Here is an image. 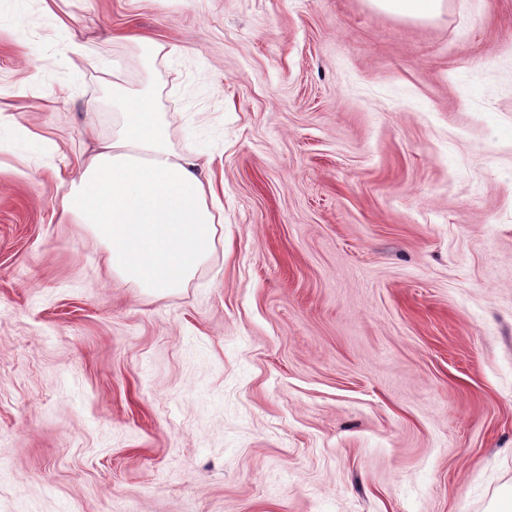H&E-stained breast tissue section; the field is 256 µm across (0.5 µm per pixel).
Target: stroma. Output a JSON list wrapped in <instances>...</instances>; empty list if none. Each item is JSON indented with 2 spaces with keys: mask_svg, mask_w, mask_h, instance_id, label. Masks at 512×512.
<instances>
[{
  "mask_svg": "<svg viewBox=\"0 0 512 512\" xmlns=\"http://www.w3.org/2000/svg\"><path fill=\"white\" fill-rule=\"evenodd\" d=\"M115 74L224 209L164 296L60 220L121 122ZM511 489L512 0H0V512H500ZM379 8L394 15L411 18L427 19L434 16L442 0H370Z\"/></svg>",
  "mask_w": 512,
  "mask_h": 512,
  "instance_id": "stroma-1",
  "label": "stroma"
}]
</instances>
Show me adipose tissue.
<instances>
[{"label":"adipose tissue","mask_w":512,"mask_h":512,"mask_svg":"<svg viewBox=\"0 0 512 512\" xmlns=\"http://www.w3.org/2000/svg\"><path fill=\"white\" fill-rule=\"evenodd\" d=\"M122 117L112 139L79 157L60 197L63 219L91 228L113 275L143 290L184 287L210 255L221 218L189 156L174 150L152 92L112 85Z\"/></svg>","instance_id":"adipose-tissue-1"}]
</instances>
